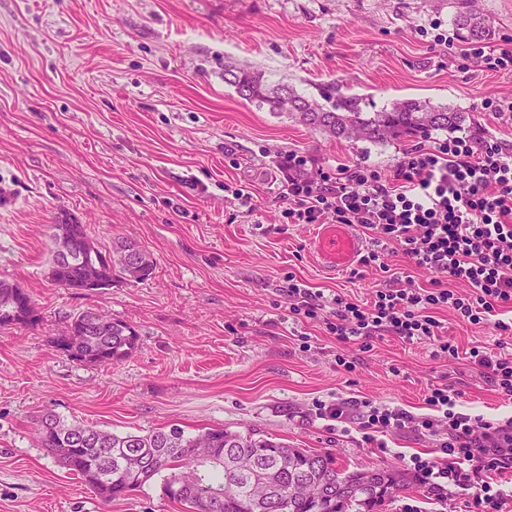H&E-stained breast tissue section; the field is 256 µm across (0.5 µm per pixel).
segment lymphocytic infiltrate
Segmentation results:
<instances>
[{"label":"lymphocytic infiltrate","mask_w":512,"mask_h":512,"mask_svg":"<svg viewBox=\"0 0 512 512\" xmlns=\"http://www.w3.org/2000/svg\"><path fill=\"white\" fill-rule=\"evenodd\" d=\"M277 171L288 223L356 224L369 234L371 246L352 277L364 268L391 272L387 258L396 248L408 267L404 274L391 272V287L376 289L362 304L291 280L294 319L320 321L341 344L386 335L429 340L436 356H465L512 400V355L482 345L460 352L435 317L449 308L461 321L490 319L499 331L512 332V149L462 131L406 151L389 175L358 163L327 171L296 152L283 157ZM416 271L430 274L429 283L417 284ZM459 396L453 385L437 384L425 397L427 415L373 406L362 427L432 434L447 425L440 445L447 467L416 454L414 473L436 485L449 480L475 487L476 512H504L507 495L499 479L512 473V417L493 422L456 411Z\"/></svg>","instance_id":"lymphocytic-infiltrate-1"}]
</instances>
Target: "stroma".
<instances>
[{
	"mask_svg": "<svg viewBox=\"0 0 512 512\" xmlns=\"http://www.w3.org/2000/svg\"><path fill=\"white\" fill-rule=\"evenodd\" d=\"M512 42V0H0V280L24 288L39 315L0 327V512H185L160 483L110 502L39 444L37 421L114 434L172 424L221 427L333 454L349 469L408 470L421 455L447 464L440 437L411 431L362 440L359 404L426 414L430 385L453 383L456 409L498 420L505 401L467 359L394 336L338 344L319 323L288 316V281L352 299L389 276L323 268L310 224H287L276 165L291 152L324 169L389 172L415 138L338 140L240 98L228 65L262 71L317 99L330 82L365 111L418 99L465 112V130L512 145V71L464 59L451 30L459 3ZM55 224L84 225L101 249L130 238L156 262L138 283L81 294L48 277ZM101 311L132 326L118 363L71 360L54 339ZM437 317L467 350L512 354L493 321ZM344 355L355 365L336 362ZM346 403L339 423L322 407ZM475 487L427 485L382 512H470Z\"/></svg>",
	"mask_w": 512,
	"mask_h": 512,
	"instance_id": "stroma-1",
	"label": "stroma"
}]
</instances>
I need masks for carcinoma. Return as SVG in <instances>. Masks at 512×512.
Wrapping results in <instances>:
<instances>
[{"label":"carcinoma","mask_w":512,"mask_h":512,"mask_svg":"<svg viewBox=\"0 0 512 512\" xmlns=\"http://www.w3.org/2000/svg\"><path fill=\"white\" fill-rule=\"evenodd\" d=\"M453 26L465 41H486L494 35L485 18L466 8L456 13ZM224 80L242 99L286 112L302 125L336 139L381 144L431 131H452L464 122L460 110L426 100L409 99L389 109L365 112L361 98L344 94L332 84L323 89L322 102H314L288 86H268L262 73L250 67L227 66ZM63 234L61 243L57 234H52L51 281L76 293L85 291L84 264L77 259L62 262L59 249L61 244L78 249L87 237L84 225L66 224ZM111 254L116 260L107 267L109 281L137 283L153 274V257L131 240L117 243L112 253L101 252L99 257L106 259ZM36 321L29 293L1 280L0 326ZM82 331L87 336L80 343L74 342L73 334ZM55 344L73 360L112 364L135 348L136 333L123 322L97 325L93 313L87 311L55 338ZM39 426L43 447L107 501L158 479L164 494L188 505L191 512H378L386 502L417 486L415 480L397 470H349L337 466L336 459L328 454L222 428L187 435L172 424L148 435L120 436L74 425L54 414L43 417ZM306 479L323 482L319 499L290 495L291 484Z\"/></svg>","instance_id":"carcinoma-1"}]
</instances>
